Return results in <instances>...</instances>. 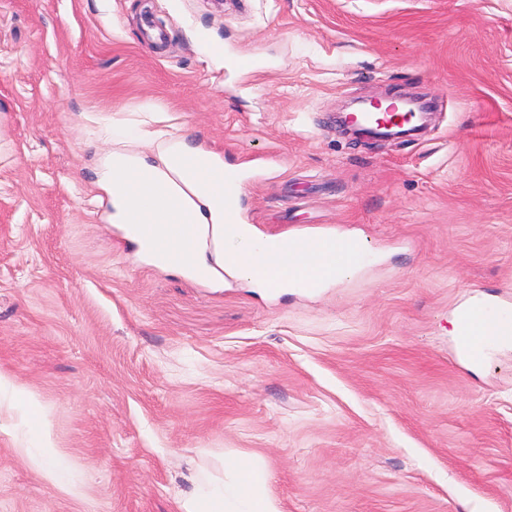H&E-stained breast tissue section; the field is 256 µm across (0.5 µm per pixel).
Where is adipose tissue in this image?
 <instances>
[{"instance_id": "ef3b65f1", "label": "adipose tissue", "mask_w": 512, "mask_h": 512, "mask_svg": "<svg viewBox=\"0 0 512 512\" xmlns=\"http://www.w3.org/2000/svg\"><path fill=\"white\" fill-rule=\"evenodd\" d=\"M153 145V156L115 150L98 167L99 185L111 201L110 221L120 226L141 258L151 263L156 260L152 241L144 233L147 226L160 227L167 234L181 225L195 224L219 238L225 225L241 224L238 211L226 205L228 190L218 191L201 185L194 176L177 174L174 159L193 152L186 141L159 138ZM241 226L244 238L236 271L259 287H287L290 274L297 271L325 284L347 274L343 268H325L317 256H294L275 248L266 251V272L258 274L253 250L263 238L251 225ZM183 507L184 512H281L265 490L259 466L247 459L236 463L231 480H201L197 493Z\"/></svg>"}]
</instances>
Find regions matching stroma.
Instances as JSON below:
<instances>
[{
	"instance_id": "35a3bbf8",
	"label": "stroma",
	"mask_w": 512,
	"mask_h": 512,
	"mask_svg": "<svg viewBox=\"0 0 512 512\" xmlns=\"http://www.w3.org/2000/svg\"><path fill=\"white\" fill-rule=\"evenodd\" d=\"M411 93L422 140L336 125ZM116 124L242 166L259 234L363 265L278 292L138 259L96 165L151 144ZM477 298L512 308V0H0V372L74 473L0 394V512H182L242 457L282 512H512V345L475 368L451 333ZM2 389H7L11 391L14 403L24 410L29 421L31 420L42 426L46 439L44 444L40 447L44 449L48 447L49 433L47 430V426L42 419L38 405L35 403L32 397L28 395L25 391L21 389H16L11 384L9 378L6 375L0 373V390L2 391ZM29 459L32 464L38 467L46 466L47 473L53 481L60 484L70 482L72 466L69 459L60 453L53 454L51 461L46 462L37 454L29 453Z\"/></svg>"
}]
</instances>
